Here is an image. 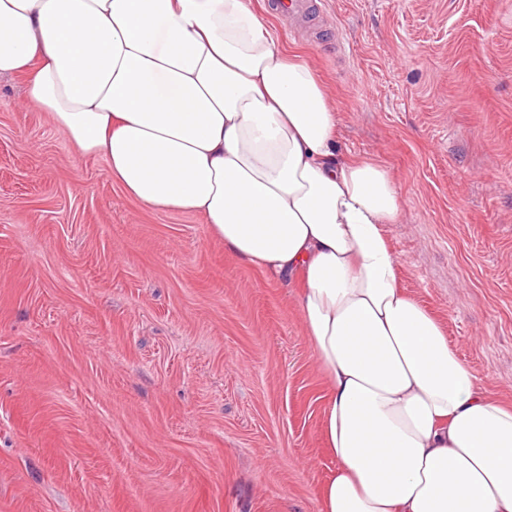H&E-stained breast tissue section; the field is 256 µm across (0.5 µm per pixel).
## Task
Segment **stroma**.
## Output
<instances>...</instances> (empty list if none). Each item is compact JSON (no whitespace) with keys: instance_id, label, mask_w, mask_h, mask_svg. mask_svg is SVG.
Wrapping results in <instances>:
<instances>
[{"instance_id":"obj_1","label":"stroma","mask_w":512,"mask_h":512,"mask_svg":"<svg viewBox=\"0 0 512 512\" xmlns=\"http://www.w3.org/2000/svg\"><path fill=\"white\" fill-rule=\"evenodd\" d=\"M278 43L395 177L399 283L512 403V0H312ZM0 76V512H321L336 463L296 285L128 197Z\"/></svg>"}]
</instances>
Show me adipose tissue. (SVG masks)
Masks as SVG:
<instances>
[{
	"mask_svg": "<svg viewBox=\"0 0 512 512\" xmlns=\"http://www.w3.org/2000/svg\"><path fill=\"white\" fill-rule=\"evenodd\" d=\"M144 207L204 217L296 300L329 384L322 512H512V405L400 288L382 165L249 0H0V76Z\"/></svg>",
	"mask_w": 512,
	"mask_h": 512,
	"instance_id": "ef3b65f1",
	"label": "adipose tissue"
}]
</instances>
